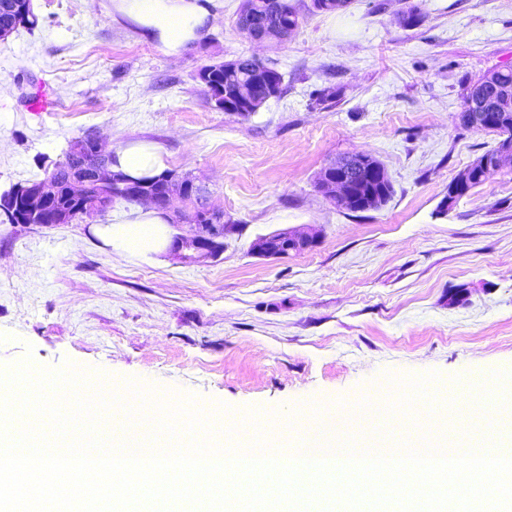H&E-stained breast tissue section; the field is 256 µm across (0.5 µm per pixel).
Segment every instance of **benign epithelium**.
<instances>
[{"instance_id": "obj_1", "label": "benign epithelium", "mask_w": 512, "mask_h": 512, "mask_svg": "<svg viewBox=\"0 0 512 512\" xmlns=\"http://www.w3.org/2000/svg\"><path fill=\"white\" fill-rule=\"evenodd\" d=\"M250 16L241 12L239 28L254 41L283 42L294 32V29L281 26L255 28L249 23ZM224 97L228 102L224 106L230 108L232 103L248 105L259 99L268 101L274 97V84L259 88L251 82L243 80L235 66L224 68ZM485 84L492 87V93L469 100L463 109L467 126L480 132L493 134L497 127L512 120V87L497 80V74H489ZM91 154L95 163L89 167L87 174L72 179V189L81 201V207L86 215L101 212L104 191L114 183L122 182L123 173L111 169L109 159L112 153H106L100 147L95 136H90ZM512 161V141L504 138L500 149L493 161L481 157L473 160L461 170L448 188V196L441 202L440 212H448L459 199L467 194L465 188L475 178H485L492 170L501 167L504 160ZM335 174V180L329 184L332 195L341 206H352L356 197L352 191L354 178L359 174L387 176L386 169L374 157L366 153H357L346 160L329 165L323 174ZM57 194V185L53 174H47L36 183L20 184L11 187L0 196V209L15 224H39L45 218L51 201ZM175 199H184L178 185H173L166 196L159 200L152 194L141 197V201L158 209V212L168 217L172 224L191 223L190 212H171ZM228 232L226 224H197L195 231L189 236H176L169 245V253L178 259H192L203 262L216 258L224 249V235ZM317 244L315 235L295 230L285 229L269 235L260 236L251 245V251L266 257H286L292 253L298 254L312 249Z\"/></svg>"}]
</instances>
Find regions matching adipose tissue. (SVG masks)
<instances>
[{"instance_id": "obj_1", "label": "adipose tissue", "mask_w": 512, "mask_h": 512, "mask_svg": "<svg viewBox=\"0 0 512 512\" xmlns=\"http://www.w3.org/2000/svg\"><path fill=\"white\" fill-rule=\"evenodd\" d=\"M214 0H112V17L133 25L142 39L178 58L206 38L217 16ZM116 170L132 178H148L162 170L159 153L152 147L134 145L116 154ZM166 220L152 208L121 224H101L97 235L123 251L146 255L164 251Z\"/></svg>"}]
</instances>
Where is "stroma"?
Returning a JSON list of instances; mask_svg holds the SVG:
<instances>
[{
	"label": "stroma",
	"instance_id": "35a3bbf8",
	"mask_svg": "<svg viewBox=\"0 0 512 512\" xmlns=\"http://www.w3.org/2000/svg\"><path fill=\"white\" fill-rule=\"evenodd\" d=\"M292 2L298 29L268 48L236 28L242 0H215V28L174 59L113 20L111 0H33L38 27L0 43V192L92 132L112 151L154 146L234 230L218 257L189 263L99 238L97 224L138 214L123 201L70 224H0V366L69 362L239 417L315 418L429 372L438 388L480 378V410L497 403L512 373V163L439 207L498 141L458 114L465 80L512 65V0ZM413 3L422 22L398 24ZM240 55L272 62L284 86L246 117L212 108L195 78ZM36 83L52 110L28 109ZM327 87L339 94L319 103ZM357 152L388 171L380 209L341 211L315 188ZM286 228L317 245L252 253Z\"/></svg>",
	"mask_w": 512,
	"mask_h": 512
}]
</instances>
